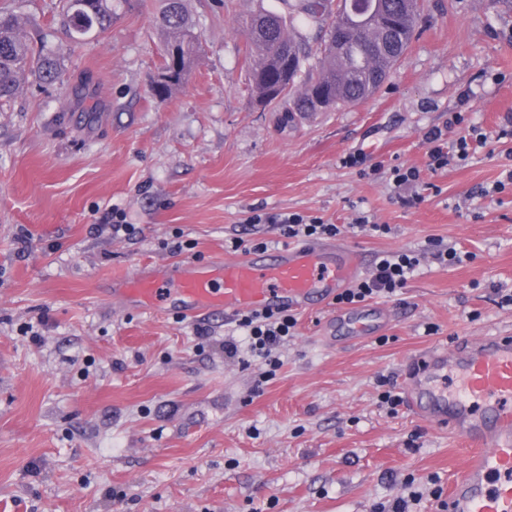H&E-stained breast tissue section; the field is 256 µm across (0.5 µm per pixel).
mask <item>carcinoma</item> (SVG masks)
<instances>
[{"label":"carcinoma","instance_id":"cac0c4a2","mask_svg":"<svg viewBox=\"0 0 512 512\" xmlns=\"http://www.w3.org/2000/svg\"><path fill=\"white\" fill-rule=\"evenodd\" d=\"M125 0H60L58 18L79 43L105 32ZM283 12L266 8L246 20L250 89L264 106L292 123L316 112L362 102L383 85L401 61L418 25L421 0H380L366 30L359 17L372 0H280ZM319 24L323 36L315 48L288 30L293 21ZM156 25L165 36L164 58L153 91L159 102L171 97L201 52V38L184 9V0H160ZM30 73L40 83L60 78L56 60L28 42L15 13H0V99L10 97Z\"/></svg>","mask_w":512,"mask_h":512}]
</instances>
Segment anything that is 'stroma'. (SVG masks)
Returning a JSON list of instances; mask_svg holds the SVG:
<instances>
[{
    "label": "stroma",
    "mask_w": 512,
    "mask_h": 512,
    "mask_svg": "<svg viewBox=\"0 0 512 512\" xmlns=\"http://www.w3.org/2000/svg\"><path fill=\"white\" fill-rule=\"evenodd\" d=\"M55 0H0L45 41L60 81L27 82L0 104V512H374L411 484L449 487L465 450L407 406L389 414L378 378L403 393L414 354L461 336L512 332V192L480 188L512 166V0H424L421 28L373 97L291 127L251 102L243 66L255 0H188L203 52L172 98L158 0H128L111 28L75 43ZM91 75L101 112L73 86ZM488 135L431 172L424 132L452 112ZM422 171L425 199L397 202L385 176L342 158ZM343 225L363 262L443 239L470 260L424 263L381 336L324 342V311L298 313L281 366L228 357L245 338L223 316L119 307L112 286L157 262L214 263L233 237L285 245L249 212ZM123 213L130 235L113 236ZM365 213L391 231L356 227ZM185 241L175 252L170 245ZM206 326L210 337L198 339ZM435 334H428V327Z\"/></svg>",
    "instance_id": "35a3bbf8"
}]
</instances>
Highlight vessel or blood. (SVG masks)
Wrapping results in <instances>:
<instances>
[{
  "label": "vessel or blood",
  "mask_w": 512,
  "mask_h": 512,
  "mask_svg": "<svg viewBox=\"0 0 512 512\" xmlns=\"http://www.w3.org/2000/svg\"><path fill=\"white\" fill-rule=\"evenodd\" d=\"M361 272L343 243L267 248L241 259L168 273L158 266L119 281L117 300L149 309L172 303L190 317L328 307ZM350 344L384 330L388 309L336 311ZM409 406L419 419L446 427L469 446L448 491V512H512V336L463 337L415 354L405 373Z\"/></svg>",
  "instance_id": "b4317fda"
}]
</instances>
